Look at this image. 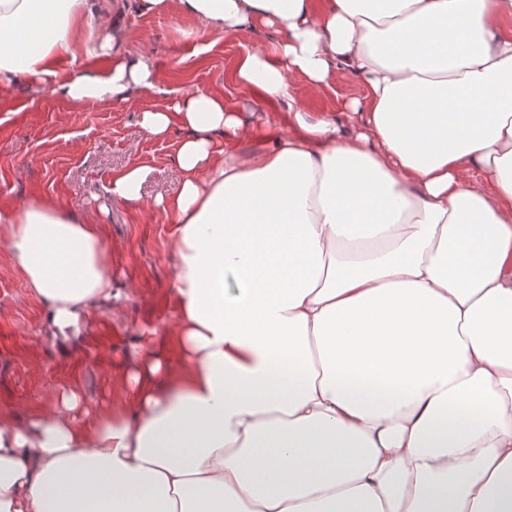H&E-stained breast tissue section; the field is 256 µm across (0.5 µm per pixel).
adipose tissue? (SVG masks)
<instances>
[{"label": "adipose tissue", "mask_w": 512, "mask_h": 512, "mask_svg": "<svg viewBox=\"0 0 512 512\" xmlns=\"http://www.w3.org/2000/svg\"><path fill=\"white\" fill-rule=\"evenodd\" d=\"M208 30H272L234 81L286 105L251 131L220 93L162 99L181 128L169 353L79 421L0 414V512H512V0H178ZM167 0H0V99L58 80L75 104L155 87L117 51ZM111 56L105 74L59 60ZM358 80L344 116L296 86ZM7 246L62 341L112 300L99 228L25 203Z\"/></svg>", "instance_id": "adipose-tissue-1"}]
</instances>
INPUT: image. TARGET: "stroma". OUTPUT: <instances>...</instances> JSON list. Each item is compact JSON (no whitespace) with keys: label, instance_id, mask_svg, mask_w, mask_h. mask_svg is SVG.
Here are the masks:
<instances>
[{"label":"stroma","instance_id":"obj_1","mask_svg":"<svg viewBox=\"0 0 512 512\" xmlns=\"http://www.w3.org/2000/svg\"><path fill=\"white\" fill-rule=\"evenodd\" d=\"M126 26L135 47L150 57L155 89L76 105L54 93L47 80L20 84L12 98L0 100V236L16 207L46 196L84 222L101 225L112 267L111 304L83 320L79 344L66 351L47 329L41 301L0 245V410L21 420L49 412L55 397L73 385L91 411L119 405V376L137 365L143 347L172 329L174 226L145 204L178 194L182 175L175 149L182 133L152 136L141 125L142 112L163 98L220 92L253 125L237 150L259 149L288 130L285 110L231 80L244 47L259 43V35L203 30L176 0L161 12L129 14ZM361 93L359 83L345 77L319 93L299 91L298 103L310 115L339 112ZM132 165L145 169L139 204L109 194L113 176Z\"/></svg>","mask_w":512,"mask_h":512}]
</instances>
